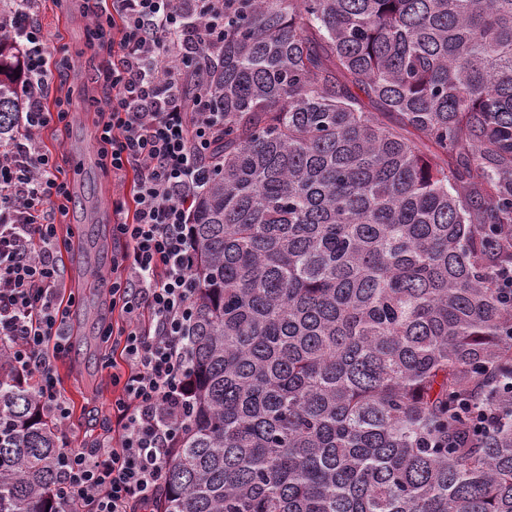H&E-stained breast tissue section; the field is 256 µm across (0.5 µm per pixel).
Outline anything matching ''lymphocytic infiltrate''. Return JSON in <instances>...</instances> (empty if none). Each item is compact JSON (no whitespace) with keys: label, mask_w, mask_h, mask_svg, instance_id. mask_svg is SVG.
Segmentation results:
<instances>
[{"label":"lymphocytic infiltrate","mask_w":512,"mask_h":512,"mask_svg":"<svg viewBox=\"0 0 512 512\" xmlns=\"http://www.w3.org/2000/svg\"><path fill=\"white\" fill-rule=\"evenodd\" d=\"M80 2L100 42L112 46V59L99 72L110 90L96 125L102 165L118 178L136 174L131 196L112 201V234L122 248L112 257L117 276L110 292L124 321L103 328L104 338L120 345L127 370L112 378L122 386L112 406L120 429L115 445L65 450L53 498L60 512H141L163 486L176 420L190 396L185 333L195 243L189 208L220 129L197 59L224 34V0ZM0 30L17 38L20 87L33 107L28 136L0 152V340L12 344L15 366L37 377L43 407L63 425L70 409L49 354L66 347L68 310L59 299L56 226L42 214L69 191L33 134L68 113L45 111L41 103L52 78L51 44L41 27L15 11Z\"/></svg>","instance_id":"obj_1"}]
</instances>
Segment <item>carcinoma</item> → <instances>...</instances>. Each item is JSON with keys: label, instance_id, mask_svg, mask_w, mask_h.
Wrapping results in <instances>:
<instances>
[{"label": "carcinoma", "instance_id": "cac0c4a2", "mask_svg": "<svg viewBox=\"0 0 512 512\" xmlns=\"http://www.w3.org/2000/svg\"><path fill=\"white\" fill-rule=\"evenodd\" d=\"M193 396L154 512H512V0H226ZM0 36V143L30 106ZM0 340V512L59 428Z\"/></svg>", "mask_w": 512, "mask_h": 512}]
</instances>
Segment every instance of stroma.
<instances>
[{"mask_svg": "<svg viewBox=\"0 0 512 512\" xmlns=\"http://www.w3.org/2000/svg\"><path fill=\"white\" fill-rule=\"evenodd\" d=\"M32 13L57 52L51 60L53 79L43 93L47 110H55L57 98H68L65 122L43 128L35 136L37 147L52 154L61 178L66 181L69 200L52 207L51 217L61 239L56 261L62 272L59 291L77 298L69 319L71 338L79 360L68 356L53 359L58 389L71 405V417L62 426V445L91 448L96 442L111 443L116 420L112 404L121 389L112 383L108 369L109 349L100 336L102 324L121 326L122 315L114 310L107 295L89 279L78 276L81 263L111 264L118 244L112 238V197L124 190L120 181L102 169L99 161H86L85 152H98L94 109L91 98H107L106 87L97 81L98 70L110 58L107 47L87 50L86 19L78 0H32Z\"/></svg>", "mask_w": 512, "mask_h": 512, "instance_id": "35a3bbf8", "label": "stroma"}]
</instances>
